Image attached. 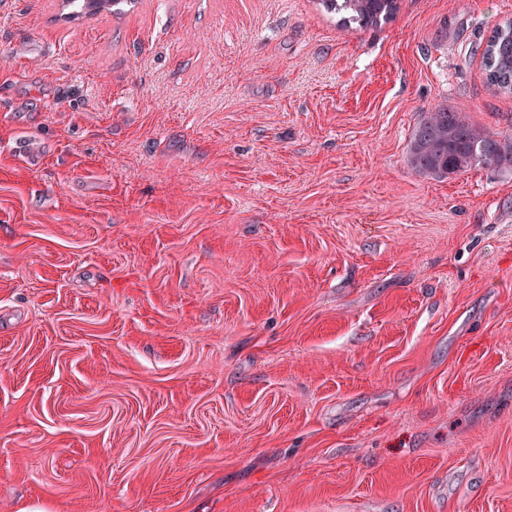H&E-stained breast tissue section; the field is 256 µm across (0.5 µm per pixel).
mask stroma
<instances>
[{
	"label": "stroma",
	"mask_w": 512,
	"mask_h": 512,
	"mask_svg": "<svg viewBox=\"0 0 512 512\" xmlns=\"http://www.w3.org/2000/svg\"><path fill=\"white\" fill-rule=\"evenodd\" d=\"M0 0V512H512V0ZM45 144L39 167L11 152ZM125 1L128 5L135 4L136 0H62L61 16L69 22L77 21L80 18L97 15L103 11L113 14V4ZM67 10V12H65ZM327 12L344 11L349 16L347 21L360 28H372L382 21L392 18L398 10L397 0H320ZM346 18L344 22L346 23ZM488 86L500 93H512V21L494 28L482 52ZM408 161L419 172L439 178L480 166L512 169V133L474 125L462 109L447 104L425 112L412 132Z\"/></svg>",
	"instance_id": "obj_1"
}]
</instances>
